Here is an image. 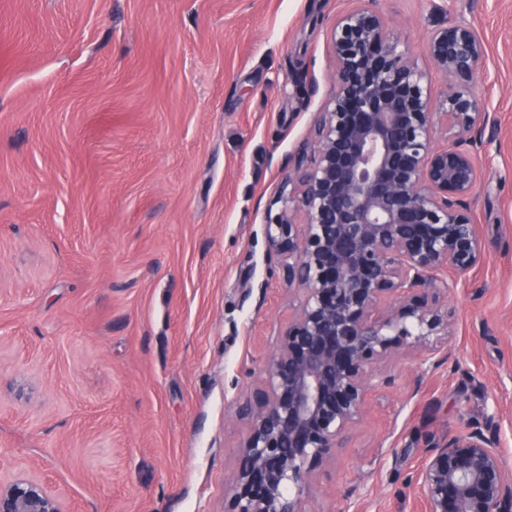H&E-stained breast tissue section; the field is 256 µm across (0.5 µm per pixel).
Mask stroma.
<instances>
[{
	"instance_id": "35a3bbf8",
	"label": "stroma",
	"mask_w": 512,
	"mask_h": 512,
	"mask_svg": "<svg viewBox=\"0 0 512 512\" xmlns=\"http://www.w3.org/2000/svg\"><path fill=\"white\" fill-rule=\"evenodd\" d=\"M353 0H0V481L64 512H224L259 385L305 294L265 238L333 87ZM428 67L470 25L490 122L483 262L453 332L384 364L308 512H424L425 436L497 426L512 461V0H375Z\"/></svg>"
}]
</instances>
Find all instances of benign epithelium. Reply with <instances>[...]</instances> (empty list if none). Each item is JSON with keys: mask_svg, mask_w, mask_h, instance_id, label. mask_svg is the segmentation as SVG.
I'll return each instance as SVG.
<instances>
[{"mask_svg": "<svg viewBox=\"0 0 512 512\" xmlns=\"http://www.w3.org/2000/svg\"><path fill=\"white\" fill-rule=\"evenodd\" d=\"M357 2L330 32L334 86L311 161L298 155L297 187L265 224L305 298L239 407L247 428L224 512H307L317 470L346 447L372 388L392 385L381 366L448 335V274L484 259L467 204L479 179L467 144L490 120L471 91L482 43L459 24L431 34L428 58L446 84L434 100L384 15ZM412 482L426 512H512V465L489 423L427 441ZM0 512L63 510L19 478L0 484Z\"/></svg>", "mask_w": 512, "mask_h": 512, "instance_id": "obj_1", "label": "benign epithelium"}]
</instances>
